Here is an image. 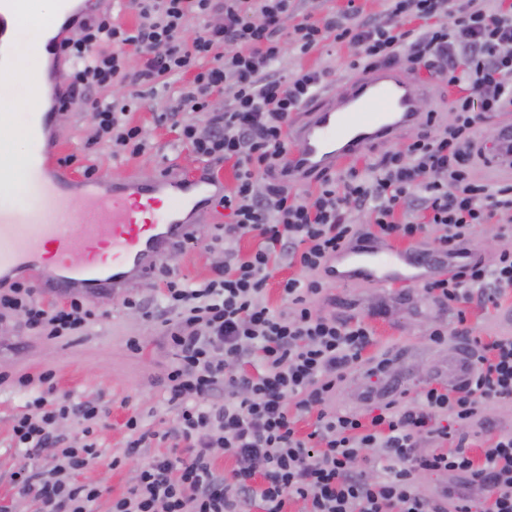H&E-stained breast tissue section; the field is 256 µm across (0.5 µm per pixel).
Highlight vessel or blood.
<instances>
[{"label": "vessel or blood", "instance_id": "vessel-or-blood-1", "mask_svg": "<svg viewBox=\"0 0 512 512\" xmlns=\"http://www.w3.org/2000/svg\"><path fill=\"white\" fill-rule=\"evenodd\" d=\"M428 94L401 61L366 71L343 93L320 94L292 127L290 179L307 182L396 139L420 122L419 102ZM53 120L50 112L31 114L29 151L21 161H0V185L21 175L42 204L38 210L0 205V276L42 273L54 293L90 298L128 287L195 235L197 215L224 192L208 164L185 177H74L49 146ZM84 198L94 200L95 209L78 223L71 208ZM449 264L448 257L417 248L364 245L338 253L331 278L391 288L425 283Z\"/></svg>", "mask_w": 512, "mask_h": 512}]
</instances>
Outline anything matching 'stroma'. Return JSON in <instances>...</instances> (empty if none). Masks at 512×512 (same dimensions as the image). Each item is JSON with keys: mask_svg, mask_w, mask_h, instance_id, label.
<instances>
[{"mask_svg": "<svg viewBox=\"0 0 512 512\" xmlns=\"http://www.w3.org/2000/svg\"><path fill=\"white\" fill-rule=\"evenodd\" d=\"M35 34V24L22 26L20 46L28 54L26 69L9 81L21 116L35 95L39 68L31 54ZM350 55L349 47L331 42L306 55L291 50L285 52L277 73L285 78L300 68H323L332 72L334 85L339 88L352 77L347 69ZM185 85V78L175 76L167 86L154 89L124 83L99 91L102 99L140 94L141 105L132 118L143 131L146 149L135 157L116 156L109 146L93 144L92 113L80 107L60 113L57 124L63 135L62 157L71 158L72 169L92 166L98 173L112 176L134 174L143 179L164 171L174 175L193 171L201 164V157L180 141L174 127L158 121L159 114L166 111ZM383 299L391 300L392 306L387 315L379 318L372 315L371 309ZM99 306L102 317L82 335L57 339L33 335L19 318L0 319V502L9 505L10 512H38L36 502L18 495L13 474L22 466L34 473L50 469L57 449L31 453L13 437L15 419L31 412V403L39 395L38 389L28 386V379L50 375L56 396L76 403L90 401L104 410L91 437L98 458L70 476L77 483L104 487L95 512H108L113 496L124 491L136 475L139 457L127 459L116 468L111 465L113 457L123 454L130 438L125 427L129 414L138 412L142 426L152 430L171 419L164 382L173 365L167 337L141 314L125 307L120 297L101 298ZM314 307L323 315L365 320L375 331L369 356L390 361L384 375L370 377L361 368L349 371L330 400L332 407L341 411L368 410L371 403L364 397L365 390H384L391 379L405 388L433 379L447 381L448 358L457 349V339L449 337L440 345L430 341L429 334L441 315L420 285L402 284L394 289L331 282L326 299L315 302ZM507 318L506 312L490 305L473 302L466 307L468 327L473 335L483 338L512 333ZM133 339L138 340V348H130Z\"/></svg>", "mask_w": 512, "mask_h": 512, "instance_id": "1", "label": "stroma"}]
</instances>
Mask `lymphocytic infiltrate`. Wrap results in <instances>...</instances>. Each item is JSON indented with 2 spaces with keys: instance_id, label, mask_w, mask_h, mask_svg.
Segmentation results:
<instances>
[{
  "instance_id": "f902f5d3",
  "label": "lymphocytic infiltrate",
  "mask_w": 512,
  "mask_h": 512,
  "mask_svg": "<svg viewBox=\"0 0 512 512\" xmlns=\"http://www.w3.org/2000/svg\"><path fill=\"white\" fill-rule=\"evenodd\" d=\"M296 2L128 0L135 28L111 10L93 9L62 45L72 62L62 106L89 104L94 139L109 143L113 154L144 149L130 120L137 101L102 102L94 92L124 81L164 85L189 72L190 86L166 117L198 156L235 168V185L220 199L232 221L208 243L223 252V265L191 283L161 264L158 302L124 299L170 338L177 365L168 375V402L176 418L159 432L142 430L138 415L128 417L127 455L156 440L171 449L141 462L134 484L113 497L111 512H288L299 501L306 512H512V432L487 415L491 404L512 399V336H472L462 310L512 293V249L491 265L468 257L477 226L493 219L512 226V183L493 187L474 175L484 154L480 121L512 110V0H385L377 17L351 4L319 20L302 15L288 31L282 22L296 12ZM214 14L219 22H211ZM193 18L203 25L183 41ZM328 40L352 49L350 69L402 60L444 79L453 117L444 124L428 113L435 135L300 193L288 178L292 115L325 89L330 73L303 69L284 79L275 67L285 46L306 55ZM102 42L111 52L97 51ZM131 52L141 60L134 73L127 70ZM224 89L232 92L229 104L213 109L212 94ZM356 210L367 211L370 224H354ZM247 237L257 246L244 253L239 244ZM395 239L466 255L451 276L422 290L455 318L440 322L431 341L471 337L473 372L458 387L428 381L413 397L383 400L370 390L372 409L333 411L327 401L348 370L382 374L389 361L366 358L375 342L368 323L318 315L312 299L323 293L339 251ZM283 267L302 275L277 279ZM273 281L281 290L277 308L265 297ZM9 313L53 338L72 335L96 317L86 297L73 294L51 308L37 288L19 280L0 289V317ZM33 406L34 413L13 426L18 444L30 449L55 443L58 419L81 417L88 437L99 417L98 407L68 400L41 396ZM307 415L313 429L303 434L298 422ZM472 436L483 439L477 457L467 444ZM424 440L431 453H419ZM215 448L233 459L231 469L215 468ZM366 449L376 462L369 475L354 467ZM97 456L94 444L75 443L61 449L51 469L20 470L13 480L39 512H91L101 489L65 482L63 475ZM420 471L451 482L421 494Z\"/></svg>"
}]
</instances>
